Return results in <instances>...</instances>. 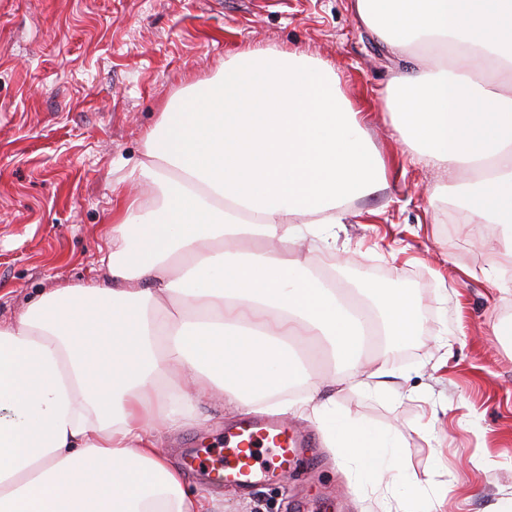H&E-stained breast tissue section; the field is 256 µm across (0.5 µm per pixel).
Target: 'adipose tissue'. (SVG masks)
Listing matches in <instances>:
<instances>
[{"label": "adipose tissue", "instance_id": "ef3b65f1", "mask_svg": "<svg viewBox=\"0 0 512 512\" xmlns=\"http://www.w3.org/2000/svg\"><path fill=\"white\" fill-rule=\"evenodd\" d=\"M349 5L392 49L440 52L394 72L384 106L412 157L462 175L468 222L498 227L512 267V0ZM134 175L153 194L114 186L103 282L51 289L0 323V512H211L160 433L217 394L313 419L361 480L403 490L386 512H406L421 480L399 436L337 412L298 351L324 339L341 383L379 392L388 360L358 368L367 330L397 347L421 321L406 290L360 282L355 304L309 259L386 180L335 67L234 54L166 104Z\"/></svg>", "mask_w": 512, "mask_h": 512}]
</instances>
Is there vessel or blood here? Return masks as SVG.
<instances>
[{
    "label": "vessel or blood",
    "mask_w": 512,
    "mask_h": 512,
    "mask_svg": "<svg viewBox=\"0 0 512 512\" xmlns=\"http://www.w3.org/2000/svg\"><path fill=\"white\" fill-rule=\"evenodd\" d=\"M317 441L309 432L292 431L276 417L248 414L222 440L185 449L186 468L215 484H262L269 474L288 472L298 461H317Z\"/></svg>",
    "instance_id": "b4317fda"
}]
</instances>
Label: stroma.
Wrapping results in <instances>:
<instances>
[{
    "instance_id": "1",
    "label": "stroma",
    "mask_w": 512,
    "mask_h": 512,
    "mask_svg": "<svg viewBox=\"0 0 512 512\" xmlns=\"http://www.w3.org/2000/svg\"><path fill=\"white\" fill-rule=\"evenodd\" d=\"M276 49L330 61L361 100L387 165L385 190L351 204L336 255L391 288H405L422 326L389 349L394 370L377 397L338 386L336 409L404 445L423 484L413 498L447 512L512 504V348L493 334L512 296L483 270L498 261L493 224H452L461 205L442 171L409 163L381 100L395 70L415 65L353 20L349 0H0V322L49 289L100 280L112 236V187L144 157L164 105L214 77L231 54ZM482 239V246L471 243ZM221 402L168 435L174 464L195 437L237 423ZM318 478L277 474L255 490L214 489L217 512H379L371 489L322 448Z\"/></svg>"
}]
</instances>
